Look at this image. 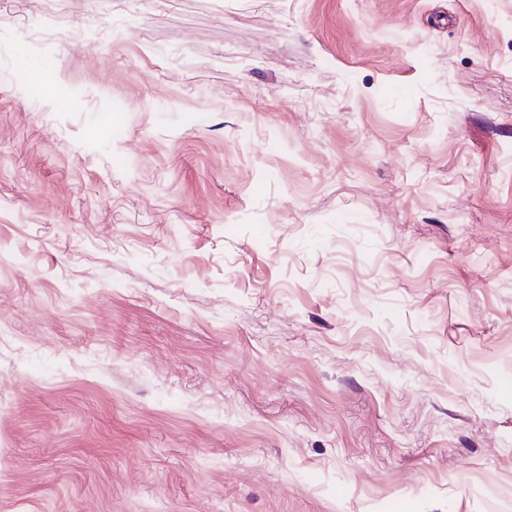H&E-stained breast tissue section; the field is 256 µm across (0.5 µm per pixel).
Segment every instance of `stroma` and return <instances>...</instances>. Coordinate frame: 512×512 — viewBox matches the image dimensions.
<instances>
[{"label":"stroma","mask_w":512,"mask_h":512,"mask_svg":"<svg viewBox=\"0 0 512 512\" xmlns=\"http://www.w3.org/2000/svg\"><path fill=\"white\" fill-rule=\"evenodd\" d=\"M0 14V512H512V0Z\"/></svg>","instance_id":"1"}]
</instances>
